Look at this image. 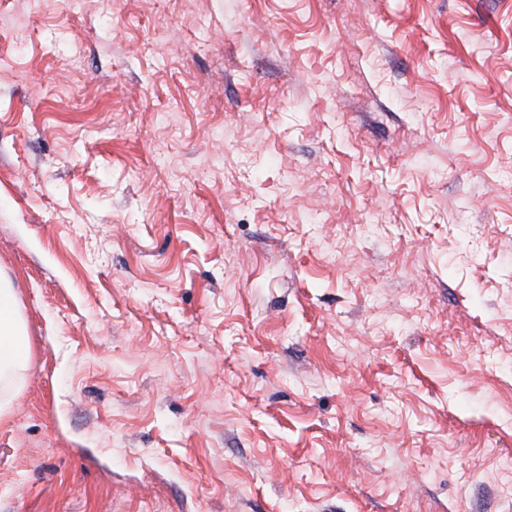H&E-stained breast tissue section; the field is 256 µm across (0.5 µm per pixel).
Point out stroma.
I'll return each instance as SVG.
<instances>
[{"label":"stroma","mask_w":512,"mask_h":512,"mask_svg":"<svg viewBox=\"0 0 512 512\" xmlns=\"http://www.w3.org/2000/svg\"><path fill=\"white\" fill-rule=\"evenodd\" d=\"M0 512H512V0H0ZM27 332L16 310V296L0 279V380L22 367L27 349Z\"/></svg>","instance_id":"obj_1"}]
</instances>
